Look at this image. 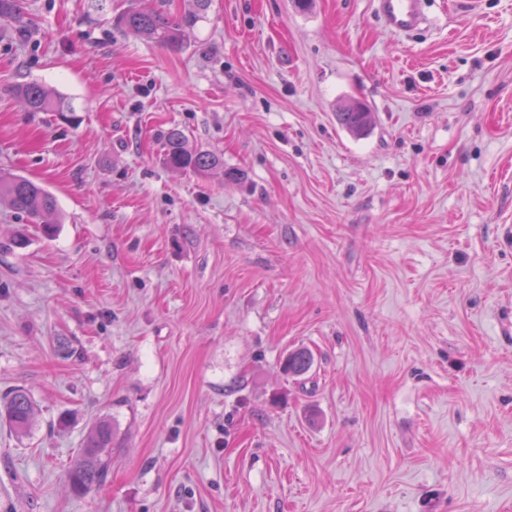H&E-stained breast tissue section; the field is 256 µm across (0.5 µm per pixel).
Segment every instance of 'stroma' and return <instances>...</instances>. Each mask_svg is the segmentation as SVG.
<instances>
[{
    "label": "stroma",
    "mask_w": 512,
    "mask_h": 512,
    "mask_svg": "<svg viewBox=\"0 0 512 512\" xmlns=\"http://www.w3.org/2000/svg\"><path fill=\"white\" fill-rule=\"evenodd\" d=\"M132 3L194 7L0 18V172L64 216L0 204V397L35 407L0 422V512H512V0L402 38L371 0H210L176 49ZM172 127L223 169L167 168ZM100 420L112 480L78 495ZM16 93L30 112H75L76 110L71 99L49 91L38 83L20 84ZM372 112L354 99H346L336 111V121L355 137L363 136L372 126ZM0 202L26 216L33 224H42L46 233L60 224L55 196L45 187L21 175L0 174ZM313 362L312 354L303 348L290 351L284 359L283 369L291 376H302L308 373ZM0 419L18 434H26L34 419V404L27 391L15 389L0 398Z\"/></svg>",
    "instance_id": "1"
}]
</instances>
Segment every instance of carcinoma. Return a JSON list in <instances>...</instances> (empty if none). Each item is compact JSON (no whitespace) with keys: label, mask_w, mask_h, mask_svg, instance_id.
I'll return each instance as SVG.
<instances>
[{"label":"carcinoma","mask_w":512,"mask_h":512,"mask_svg":"<svg viewBox=\"0 0 512 512\" xmlns=\"http://www.w3.org/2000/svg\"><path fill=\"white\" fill-rule=\"evenodd\" d=\"M199 14L171 16L165 10L129 7L117 18V24L135 36H144L170 48L181 45L184 32L197 22ZM30 112H74L71 99L47 90L38 83H23L16 89ZM372 112L357 100H345L336 111V121L351 135L360 137L372 126ZM164 161L174 170L207 175L224 166L223 159L209 151L188 146L182 130L170 128L164 135ZM0 202L6 203L32 223L42 225L50 233L61 223L55 196L45 187L21 175L0 174ZM312 354L303 348L290 351L284 359L283 369L291 376L308 373ZM0 419L18 434H26L34 419V404L29 393L15 389L0 398ZM112 445V425L107 420L96 422L90 429L78 459L67 471L72 490L82 494L89 489L105 486L109 471V448Z\"/></svg>","instance_id":"carcinoma-1"}]
</instances>
